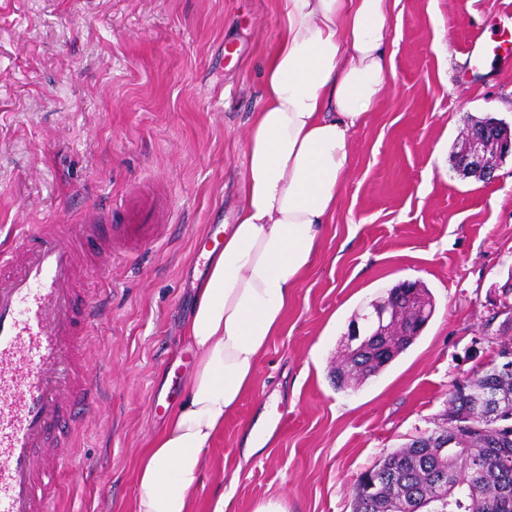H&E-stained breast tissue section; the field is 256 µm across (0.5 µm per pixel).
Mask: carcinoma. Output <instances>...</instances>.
I'll list each match as a JSON object with an SVG mask.
<instances>
[{
  "mask_svg": "<svg viewBox=\"0 0 512 512\" xmlns=\"http://www.w3.org/2000/svg\"><path fill=\"white\" fill-rule=\"evenodd\" d=\"M415 340L374 348L336 364L341 388L378 374ZM358 478L353 512H512V375L476 369L449 392L448 447L427 436Z\"/></svg>",
  "mask_w": 512,
  "mask_h": 512,
  "instance_id": "obj_1",
  "label": "carcinoma"
}]
</instances>
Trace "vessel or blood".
<instances>
[{"instance_id": "1", "label": "vessel or blood", "mask_w": 512, "mask_h": 512, "mask_svg": "<svg viewBox=\"0 0 512 512\" xmlns=\"http://www.w3.org/2000/svg\"><path fill=\"white\" fill-rule=\"evenodd\" d=\"M112 210L75 224H37L0 251V512H57L59 473L75 466L74 432L100 401L85 342L106 313L100 267L82 279L77 257L99 239L111 253ZM127 244L157 241L161 227L126 218Z\"/></svg>"}]
</instances>
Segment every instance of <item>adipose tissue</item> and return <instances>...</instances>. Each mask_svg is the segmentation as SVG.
<instances>
[{
	"label": "adipose tissue",
	"mask_w": 512,
	"mask_h": 512,
	"mask_svg": "<svg viewBox=\"0 0 512 512\" xmlns=\"http://www.w3.org/2000/svg\"><path fill=\"white\" fill-rule=\"evenodd\" d=\"M286 34L263 68L244 197L210 258L185 335L186 393L137 462L133 512H196L204 455L254 380L312 265L350 170L352 132L392 70L386 0H284Z\"/></svg>",
	"instance_id": "1"
}]
</instances>
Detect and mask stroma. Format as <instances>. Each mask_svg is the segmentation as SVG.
<instances>
[{
	"instance_id": "1",
	"label": "stroma",
	"mask_w": 512,
	"mask_h": 512,
	"mask_svg": "<svg viewBox=\"0 0 512 512\" xmlns=\"http://www.w3.org/2000/svg\"><path fill=\"white\" fill-rule=\"evenodd\" d=\"M390 10L393 73L351 135L282 329L206 452L197 512L219 498L224 512H352L360 474L442 425L453 383L512 344V155L489 181L454 160L468 118L512 126V0ZM284 31V0H0V246L18 225L73 224L137 195L162 226L154 245L113 251L101 281L111 309L86 359L106 400L78 431L80 468L58 478L61 512H132L138 458L195 361L194 242L235 221L262 65ZM402 282L429 289L434 315L380 374L336 388L351 319ZM259 423L271 445L245 456Z\"/></svg>"
}]
</instances>
